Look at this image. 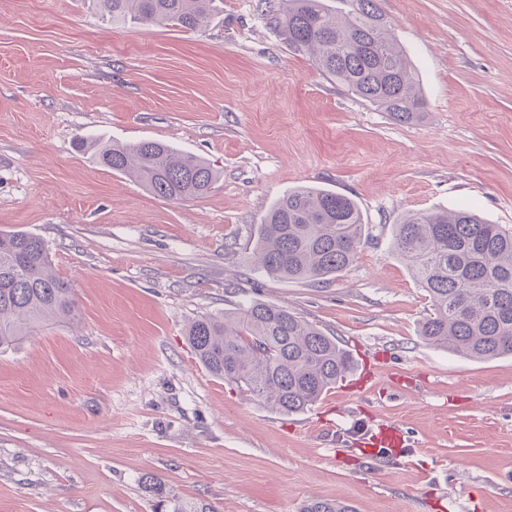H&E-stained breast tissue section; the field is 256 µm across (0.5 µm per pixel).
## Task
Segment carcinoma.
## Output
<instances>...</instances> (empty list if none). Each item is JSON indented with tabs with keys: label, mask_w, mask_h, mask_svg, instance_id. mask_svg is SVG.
<instances>
[{
	"label": "carcinoma",
	"mask_w": 512,
	"mask_h": 512,
	"mask_svg": "<svg viewBox=\"0 0 512 512\" xmlns=\"http://www.w3.org/2000/svg\"><path fill=\"white\" fill-rule=\"evenodd\" d=\"M99 2L114 21L193 30L208 22L212 0ZM284 2L282 9L268 5L264 16L293 50L394 120L421 119L415 70L376 0H341L345 8L335 12L324 0ZM95 158L169 201L201 197L217 181L197 156L159 141L102 142ZM365 242L363 214L352 198L296 188L259 224L254 266L271 279L324 283L341 276ZM393 245L430 299L432 312L419 330L426 343L473 360L512 355V228L467 207L413 212L395 225ZM51 265L40 238L0 232V347L44 321L76 315L71 286ZM186 336L211 375L286 415L310 408L353 369L350 355L318 327L260 301L195 318ZM301 512L354 510L314 499Z\"/></svg>",
	"instance_id": "cac0c4a2"
}]
</instances>
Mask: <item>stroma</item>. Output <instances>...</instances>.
<instances>
[{
  "instance_id": "stroma-1",
  "label": "stroma",
  "mask_w": 512,
  "mask_h": 512,
  "mask_svg": "<svg viewBox=\"0 0 512 512\" xmlns=\"http://www.w3.org/2000/svg\"><path fill=\"white\" fill-rule=\"evenodd\" d=\"M96 0H0V230L40 237L78 312L0 348V512H512V356L419 335L431 302L393 251L413 211L512 226V0H378L426 102L399 123L292 50L262 0H213L196 30L114 22ZM158 140L219 175L172 202L77 138ZM356 200L368 242L329 283L251 265L274 202ZM259 300L317 325L354 369L309 411L211 376L194 318ZM397 426L401 447L358 435Z\"/></svg>"
}]
</instances>
